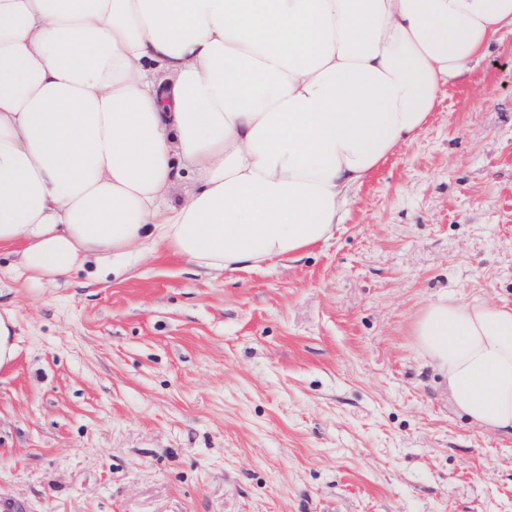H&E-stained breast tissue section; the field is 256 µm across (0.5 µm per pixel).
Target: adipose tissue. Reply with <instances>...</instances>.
Masks as SVG:
<instances>
[{"instance_id":"ef3b65f1","label":"adipose tissue","mask_w":512,"mask_h":512,"mask_svg":"<svg viewBox=\"0 0 512 512\" xmlns=\"http://www.w3.org/2000/svg\"><path fill=\"white\" fill-rule=\"evenodd\" d=\"M508 26L512 0H0V247L34 285L289 258ZM414 334L512 430V308L445 296Z\"/></svg>"}]
</instances>
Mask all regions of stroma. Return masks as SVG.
Here are the masks:
<instances>
[{"label":"stroma","instance_id":"stroma-1","mask_svg":"<svg viewBox=\"0 0 512 512\" xmlns=\"http://www.w3.org/2000/svg\"><path fill=\"white\" fill-rule=\"evenodd\" d=\"M14 263L0 491L32 512H512V432L413 336L445 295L512 307L511 31L289 259L210 276L160 247L36 286Z\"/></svg>","mask_w":512,"mask_h":512}]
</instances>
